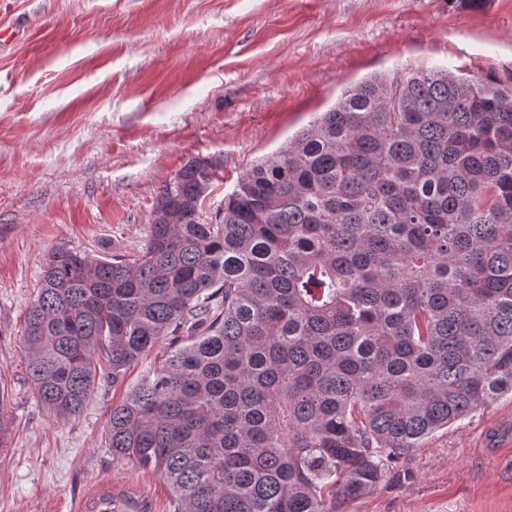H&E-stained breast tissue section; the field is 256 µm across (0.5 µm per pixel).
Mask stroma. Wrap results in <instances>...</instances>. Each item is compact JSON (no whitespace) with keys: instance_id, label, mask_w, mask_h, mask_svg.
Segmentation results:
<instances>
[{"instance_id":"stroma-1","label":"stroma","mask_w":512,"mask_h":512,"mask_svg":"<svg viewBox=\"0 0 512 512\" xmlns=\"http://www.w3.org/2000/svg\"><path fill=\"white\" fill-rule=\"evenodd\" d=\"M0 512H82L104 491L172 512L153 469L104 446L113 404L161 366L159 341L82 412L39 402L23 342L45 258L136 257L156 197L216 163L240 176L373 75L445 69L512 83V0H0ZM342 512H512V397L428 437Z\"/></svg>"}]
</instances>
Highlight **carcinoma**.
<instances>
[{
  "instance_id": "cac0c4a2",
  "label": "carcinoma",
  "mask_w": 512,
  "mask_h": 512,
  "mask_svg": "<svg viewBox=\"0 0 512 512\" xmlns=\"http://www.w3.org/2000/svg\"><path fill=\"white\" fill-rule=\"evenodd\" d=\"M188 161L134 258H46L25 321L41 403L81 413L159 340L105 447L173 512H340L423 441L512 396V85L374 75L211 217ZM112 493L87 512H148Z\"/></svg>"
}]
</instances>
